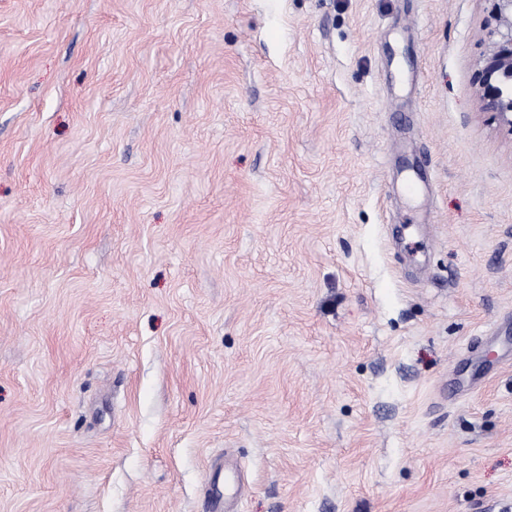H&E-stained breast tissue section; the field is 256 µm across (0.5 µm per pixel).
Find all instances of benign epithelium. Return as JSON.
<instances>
[{
    "mask_svg": "<svg viewBox=\"0 0 512 512\" xmlns=\"http://www.w3.org/2000/svg\"><path fill=\"white\" fill-rule=\"evenodd\" d=\"M495 26L476 72L481 110L494 114L512 135V0H493Z\"/></svg>",
    "mask_w": 512,
    "mask_h": 512,
    "instance_id": "benign-epithelium-1",
    "label": "benign epithelium"
}]
</instances>
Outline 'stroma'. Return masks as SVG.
<instances>
[{
  "label": "stroma",
  "mask_w": 512,
  "mask_h": 512,
  "mask_svg": "<svg viewBox=\"0 0 512 512\" xmlns=\"http://www.w3.org/2000/svg\"><path fill=\"white\" fill-rule=\"evenodd\" d=\"M493 0H0V512H512Z\"/></svg>",
  "instance_id": "stroma-1"
}]
</instances>
